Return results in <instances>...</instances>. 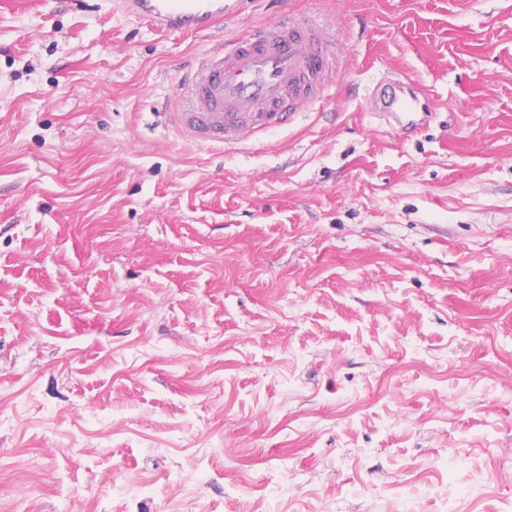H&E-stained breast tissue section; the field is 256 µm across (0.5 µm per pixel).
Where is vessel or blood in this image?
Instances as JSON below:
<instances>
[{
	"label": "vessel or blood",
	"instance_id": "1",
	"mask_svg": "<svg viewBox=\"0 0 512 512\" xmlns=\"http://www.w3.org/2000/svg\"><path fill=\"white\" fill-rule=\"evenodd\" d=\"M246 0H117L125 13L166 32L211 30L239 15ZM338 41L322 23L285 9L245 35L215 39L183 75L189 96L165 105L167 125L201 146L231 148L287 129L329 90ZM374 112L402 130L420 119L414 95L378 80Z\"/></svg>",
	"mask_w": 512,
	"mask_h": 512
}]
</instances>
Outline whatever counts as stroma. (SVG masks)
<instances>
[{"mask_svg": "<svg viewBox=\"0 0 512 512\" xmlns=\"http://www.w3.org/2000/svg\"><path fill=\"white\" fill-rule=\"evenodd\" d=\"M291 2L335 83L226 151L157 107L275 0H0V512H512V0ZM247 0H117L127 14L146 20L166 33L212 30L216 23L242 12ZM396 82L397 79L378 80L370 89V98L375 115L393 118L402 130L408 132L423 118L419 116V104L414 95L402 88H396L389 93V89Z\"/></svg>", "mask_w": 512, "mask_h": 512, "instance_id": "stroma-1", "label": "stroma"}]
</instances>
